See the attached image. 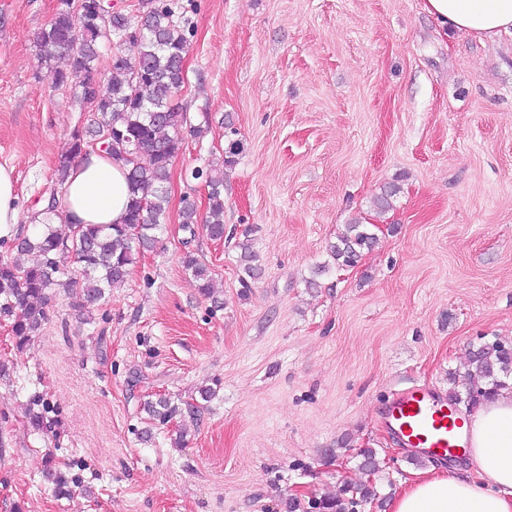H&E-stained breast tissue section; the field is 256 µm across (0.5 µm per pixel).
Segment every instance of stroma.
Listing matches in <instances>:
<instances>
[{
	"mask_svg": "<svg viewBox=\"0 0 512 512\" xmlns=\"http://www.w3.org/2000/svg\"><path fill=\"white\" fill-rule=\"evenodd\" d=\"M177 2L194 27L177 101L213 121L174 160L168 232L123 287L86 309L57 290L21 351L0 313V512H283L366 481L392 499L430 462L393 436L384 403L415 385L463 390L448 375L470 351L512 343V36L444 33L424 0ZM57 6L0 0V165L28 233L88 125L39 59ZM225 115L243 152L219 242L184 231L180 211L188 191L207 206L190 173L223 157ZM388 184L400 191L381 213ZM355 220L377 243L342 268L329 246ZM244 243L263 269L247 291ZM161 395L177 408L164 425L141 409ZM361 448L376 449L375 475ZM184 268L191 274L192 279L196 282L199 291L205 296H213V277L211 269L193 253L188 252L183 260Z\"/></svg>",
	"mask_w": 512,
	"mask_h": 512,
	"instance_id": "obj_1",
	"label": "stroma"
}]
</instances>
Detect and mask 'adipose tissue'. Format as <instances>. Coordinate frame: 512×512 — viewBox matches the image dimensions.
<instances>
[{"label":"adipose tissue","mask_w":512,"mask_h":512,"mask_svg":"<svg viewBox=\"0 0 512 512\" xmlns=\"http://www.w3.org/2000/svg\"><path fill=\"white\" fill-rule=\"evenodd\" d=\"M441 26L492 39L512 32V0H425ZM125 167L101 152L78 158L63 185L56 224L123 223ZM470 468L433 466L404 480L391 512H512V383L470 413Z\"/></svg>","instance_id":"ef3b65f1"}]
</instances>
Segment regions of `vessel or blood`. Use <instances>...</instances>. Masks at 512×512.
Segmentation results:
<instances>
[{"instance_id":"b4317fda","label":"vessel or blood","mask_w":512,"mask_h":512,"mask_svg":"<svg viewBox=\"0 0 512 512\" xmlns=\"http://www.w3.org/2000/svg\"><path fill=\"white\" fill-rule=\"evenodd\" d=\"M387 424L403 444L424 458L455 455L464 448L468 428L446 397L415 387L385 407Z\"/></svg>"}]
</instances>
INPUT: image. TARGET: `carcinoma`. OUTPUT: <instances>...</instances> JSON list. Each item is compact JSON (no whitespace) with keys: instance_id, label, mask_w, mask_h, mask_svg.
<instances>
[{"instance_id":"obj_1","label":"carcinoma","mask_w":512,"mask_h":512,"mask_svg":"<svg viewBox=\"0 0 512 512\" xmlns=\"http://www.w3.org/2000/svg\"><path fill=\"white\" fill-rule=\"evenodd\" d=\"M87 0L82 12L75 0H59L48 25L37 36L41 62L57 88L72 90L76 101L92 113V130H76L69 153L55 168V179L63 185L72 161L90 151H102L124 161L132 198L122 224H73L71 236H60L51 225L34 238H16L14 248L20 254L35 253L38 261L22 266L0 257V296L4 310L14 315L11 326L16 348L22 349L47 320L46 307L56 288L75 291L81 302L94 304L104 290L125 284L130 267L144 250L152 248L167 230L170 170L184 141V135L197 137L202 125H194L187 113L173 104L185 84L182 61L189 47L193 28L186 19L176 16L171 0H151L150 7L131 25L121 13L104 16ZM118 36L127 44L128 53L118 52L100 64V45ZM83 81L75 82L76 75ZM107 145L101 149V145ZM243 147L237 140L229 142L221 165H208L191 172L207 188V210L199 217L194 199L184 197L181 224L194 232V224L203 222L210 239L224 238V169L237 163ZM399 188L391 184L376 196L377 209L392 208ZM377 237L359 222L346 225L344 232L330 245V254L340 267L354 266L361 254L372 249ZM77 264V274L62 280L67 260ZM199 291L211 296V269L193 253L183 260ZM240 283L247 288L262 274L258 255L245 245L241 254ZM512 374V348L498 342L486 344L469 357V385L465 393L455 390L456 404L473 405L505 385ZM149 419L170 421L176 407L160 396L143 403ZM312 508L324 512H355L339 499L315 501Z\"/></svg>"}]
</instances>
